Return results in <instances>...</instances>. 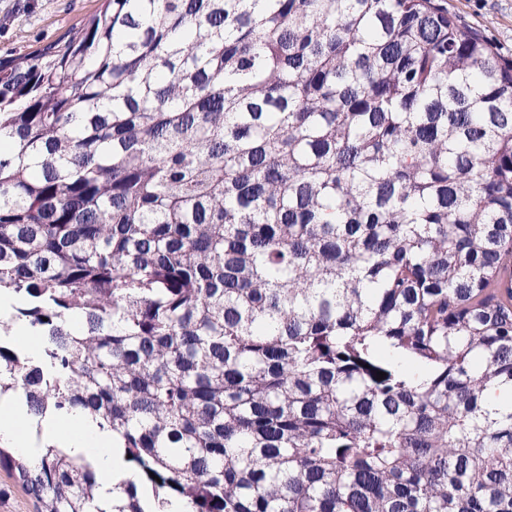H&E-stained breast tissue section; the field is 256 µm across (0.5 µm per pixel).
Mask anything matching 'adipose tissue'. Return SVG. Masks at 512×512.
I'll use <instances>...</instances> for the list:
<instances>
[{
    "instance_id": "1",
    "label": "adipose tissue",
    "mask_w": 512,
    "mask_h": 512,
    "mask_svg": "<svg viewBox=\"0 0 512 512\" xmlns=\"http://www.w3.org/2000/svg\"><path fill=\"white\" fill-rule=\"evenodd\" d=\"M48 439L71 454L93 459L105 481H119L131 475L113 453L111 436L93 426L84 411L78 409L38 425L28 416L22 400L0 396V443L15 448L34 465L39 461L43 441Z\"/></svg>"
}]
</instances>
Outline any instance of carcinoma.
I'll use <instances>...</instances> for the list:
<instances>
[{
	"label": "carcinoma",
	"instance_id": "cac0c4a2",
	"mask_svg": "<svg viewBox=\"0 0 512 512\" xmlns=\"http://www.w3.org/2000/svg\"><path fill=\"white\" fill-rule=\"evenodd\" d=\"M5 139L0 394L134 468L0 448L40 512H512V59L445 0H104Z\"/></svg>",
	"mask_w": 512,
	"mask_h": 512
}]
</instances>
